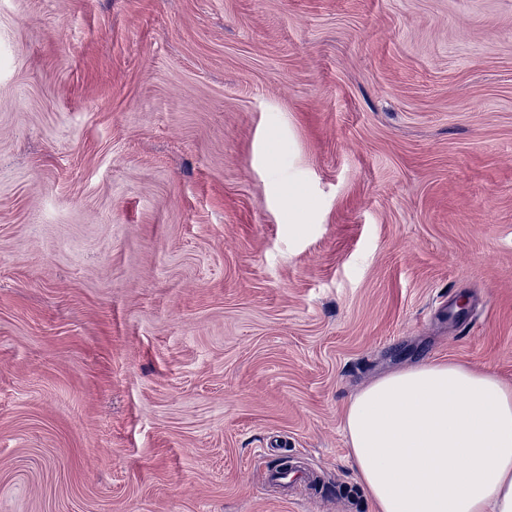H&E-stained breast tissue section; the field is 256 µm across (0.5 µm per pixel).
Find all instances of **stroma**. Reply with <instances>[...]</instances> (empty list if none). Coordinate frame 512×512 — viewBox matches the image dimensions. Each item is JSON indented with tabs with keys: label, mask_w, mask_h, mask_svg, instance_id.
Returning a JSON list of instances; mask_svg holds the SVG:
<instances>
[{
	"label": "stroma",
	"mask_w": 512,
	"mask_h": 512,
	"mask_svg": "<svg viewBox=\"0 0 512 512\" xmlns=\"http://www.w3.org/2000/svg\"><path fill=\"white\" fill-rule=\"evenodd\" d=\"M427 360L512 383V0H0V512H372Z\"/></svg>",
	"instance_id": "1"
}]
</instances>
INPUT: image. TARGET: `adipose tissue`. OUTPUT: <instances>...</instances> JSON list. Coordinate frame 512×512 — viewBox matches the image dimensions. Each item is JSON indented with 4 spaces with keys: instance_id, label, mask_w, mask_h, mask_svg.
<instances>
[{
    "instance_id": "adipose-tissue-1",
    "label": "adipose tissue",
    "mask_w": 512,
    "mask_h": 512,
    "mask_svg": "<svg viewBox=\"0 0 512 512\" xmlns=\"http://www.w3.org/2000/svg\"><path fill=\"white\" fill-rule=\"evenodd\" d=\"M344 430L374 512H512V384L453 362L384 375Z\"/></svg>"
}]
</instances>
